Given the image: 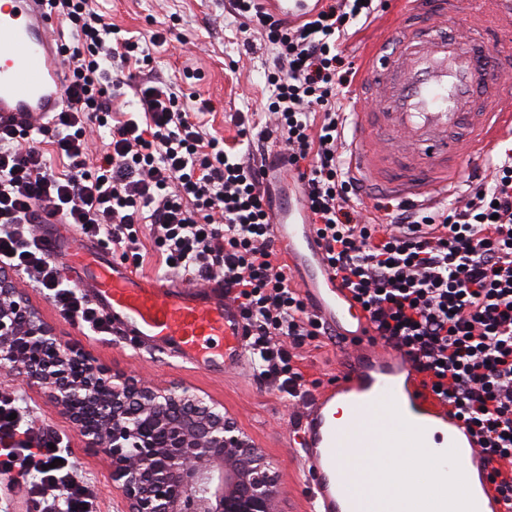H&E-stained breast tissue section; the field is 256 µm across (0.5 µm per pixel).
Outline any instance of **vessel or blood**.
<instances>
[{"label":"vessel or blood","mask_w":512,"mask_h":512,"mask_svg":"<svg viewBox=\"0 0 512 512\" xmlns=\"http://www.w3.org/2000/svg\"><path fill=\"white\" fill-rule=\"evenodd\" d=\"M276 18L299 21L322 0H259ZM402 21L371 42L359 62L348 162L362 185L420 205L447 195L466 162H478L512 131V55L484 57L489 43L512 45V0H402ZM53 20L40 0H0V123L58 111L63 65ZM277 244L307 295L310 312L335 327L344 357L333 380L306 401L295 427L310 512H394L410 457L394 448H427L474 470L466 512H512L486 475L500 468L483 453L432 388L430 372L386 344L375 324L325 265L301 201L283 198L271 218ZM71 273L91 289L114 327L216 371L242 366L244 322L224 283L142 277L97 250L73 254ZM346 421H339L337 407Z\"/></svg>","instance_id":"b4317fda"}]
</instances>
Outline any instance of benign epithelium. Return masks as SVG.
<instances>
[{
    "label": "benign epithelium",
    "instance_id": "1",
    "mask_svg": "<svg viewBox=\"0 0 512 512\" xmlns=\"http://www.w3.org/2000/svg\"><path fill=\"white\" fill-rule=\"evenodd\" d=\"M0 365L43 391L111 464L124 512H278V470L184 385L115 375L54 331L0 275Z\"/></svg>",
    "mask_w": 512,
    "mask_h": 512
}]
</instances>
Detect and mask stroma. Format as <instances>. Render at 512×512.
Listing matches in <instances>:
<instances>
[{
	"label": "stroma",
	"instance_id": "35a3bbf8",
	"mask_svg": "<svg viewBox=\"0 0 512 512\" xmlns=\"http://www.w3.org/2000/svg\"><path fill=\"white\" fill-rule=\"evenodd\" d=\"M96 6L106 22L127 37L146 38L167 29L166 42L151 49L152 75L195 107L193 119L205 137H221L227 144H235V118L239 115L253 130L264 126L265 74L275 54L260 31L247 29L246 19L229 10L227 0H96ZM399 9L398 0H387L370 23L357 26L341 46L344 57L358 62L368 41L394 23ZM13 282L63 345L82 350L111 372L153 384H186L221 404L238 429L279 462L282 512H308L305 474L288 438L292 405L251 368L219 374L204 366L181 363L164 351L132 348L117 329L108 336L85 335L63 320L44 294L22 276H14ZM301 354L302 372L312 391L334 376L340 365L336 341L329 335L305 346ZM0 389L17 394L36 430L52 431L67 439L75 473L94 488L100 512H122L124 504L112 490L109 462L86 448L56 405L7 368L0 367Z\"/></svg>",
	"mask_w": 512,
	"mask_h": 512
}]
</instances>
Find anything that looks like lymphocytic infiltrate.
<instances>
[{
	"instance_id": "obj_1",
	"label": "lymphocytic infiltrate",
	"mask_w": 512,
	"mask_h": 512,
	"mask_svg": "<svg viewBox=\"0 0 512 512\" xmlns=\"http://www.w3.org/2000/svg\"><path fill=\"white\" fill-rule=\"evenodd\" d=\"M276 52L268 111L275 141L297 171L311 224L328 264L365 307L382 338L422 370L480 438L483 452L512 460V154L490 179L470 185L463 204L407 207L390 223L362 219L363 190L343 157L347 114L340 99L352 66L340 51L370 20L376 0H334L292 26L257 0H230ZM66 22L64 105L48 118L0 125V271L24 274L60 314L96 336L111 323L66 281L33 227L60 217L80 234L143 263L140 226L176 277L222 279L246 322L248 355L260 379L288 398L306 380L296 351L327 329L308 311L279 262L261 188L264 167L249 153L203 138L190 108L150 78L124 76L150 63L148 42L118 36L92 0H47ZM107 130L90 157L88 128ZM66 159L57 176L39 136ZM0 471L22 478L34 512H98L90 485L74 476L63 438L34 435L13 393L0 395Z\"/></svg>"
}]
</instances>
